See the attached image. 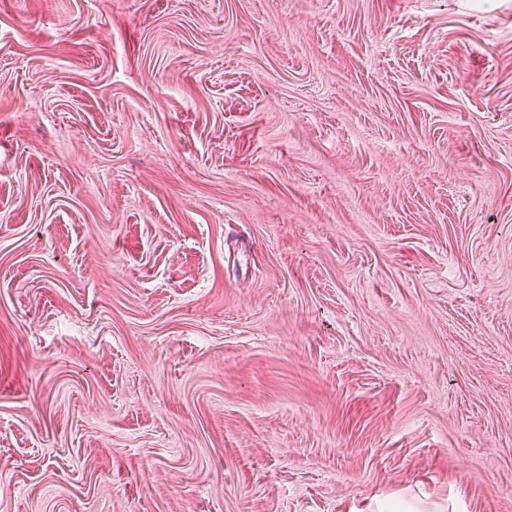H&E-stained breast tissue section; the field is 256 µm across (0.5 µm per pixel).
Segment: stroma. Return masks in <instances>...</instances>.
<instances>
[{
  "label": "stroma",
  "mask_w": 512,
  "mask_h": 512,
  "mask_svg": "<svg viewBox=\"0 0 512 512\" xmlns=\"http://www.w3.org/2000/svg\"><path fill=\"white\" fill-rule=\"evenodd\" d=\"M512 512V0H0V512ZM448 502V503H447ZM465 512L466 507L459 499L451 496L447 500H430L429 496L422 498L404 493H393L382 498H373L364 504L359 512Z\"/></svg>",
  "instance_id": "obj_1"
}]
</instances>
